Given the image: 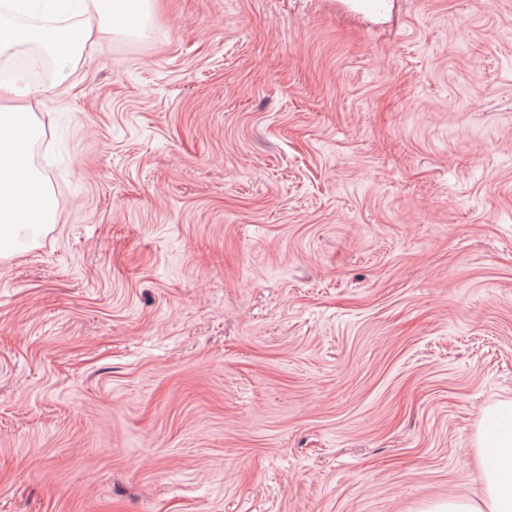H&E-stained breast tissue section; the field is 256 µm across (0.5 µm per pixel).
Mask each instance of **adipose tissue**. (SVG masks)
<instances>
[{
    "label": "adipose tissue",
    "instance_id": "adipose-tissue-1",
    "mask_svg": "<svg viewBox=\"0 0 512 512\" xmlns=\"http://www.w3.org/2000/svg\"><path fill=\"white\" fill-rule=\"evenodd\" d=\"M148 7L149 0H0V56L37 45L53 63L50 82L34 86L1 80L0 94L38 98L53 92L69 76L91 37L93 22L123 31ZM38 134L28 112L0 111V258L13 253L20 228L36 231L55 220L47 180L28 160ZM476 443L483 461L482 494L452 496L424 506L422 512H512V401L485 413Z\"/></svg>",
    "mask_w": 512,
    "mask_h": 512
}]
</instances>
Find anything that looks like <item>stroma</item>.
<instances>
[{
    "label": "stroma",
    "mask_w": 512,
    "mask_h": 512,
    "mask_svg": "<svg viewBox=\"0 0 512 512\" xmlns=\"http://www.w3.org/2000/svg\"><path fill=\"white\" fill-rule=\"evenodd\" d=\"M33 113L0 512H419L512 401V0H152Z\"/></svg>",
    "instance_id": "stroma-1"
}]
</instances>
